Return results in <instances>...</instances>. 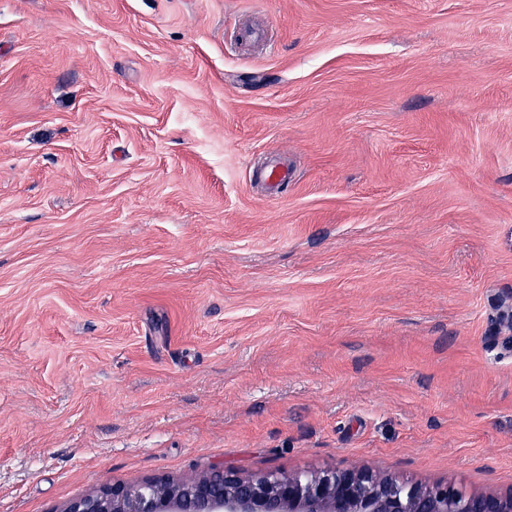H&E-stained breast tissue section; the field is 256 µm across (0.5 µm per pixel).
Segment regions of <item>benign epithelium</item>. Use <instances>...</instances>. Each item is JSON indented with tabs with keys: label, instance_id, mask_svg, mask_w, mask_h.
Wrapping results in <instances>:
<instances>
[{
	"label": "benign epithelium",
	"instance_id": "7a95c632",
	"mask_svg": "<svg viewBox=\"0 0 512 512\" xmlns=\"http://www.w3.org/2000/svg\"><path fill=\"white\" fill-rule=\"evenodd\" d=\"M61 512H512V490L474 494L357 465L289 475L218 466L178 481L105 484Z\"/></svg>",
	"mask_w": 512,
	"mask_h": 512
}]
</instances>
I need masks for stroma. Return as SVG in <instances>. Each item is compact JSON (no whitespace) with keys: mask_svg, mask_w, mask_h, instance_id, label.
<instances>
[{"mask_svg":"<svg viewBox=\"0 0 512 512\" xmlns=\"http://www.w3.org/2000/svg\"><path fill=\"white\" fill-rule=\"evenodd\" d=\"M511 311L512 0H0V512L511 490ZM61 512H512V490L474 494L357 465L289 475L218 466L178 481L105 484Z\"/></svg>","mask_w":512,"mask_h":512,"instance_id":"obj_1","label":"stroma"}]
</instances>
